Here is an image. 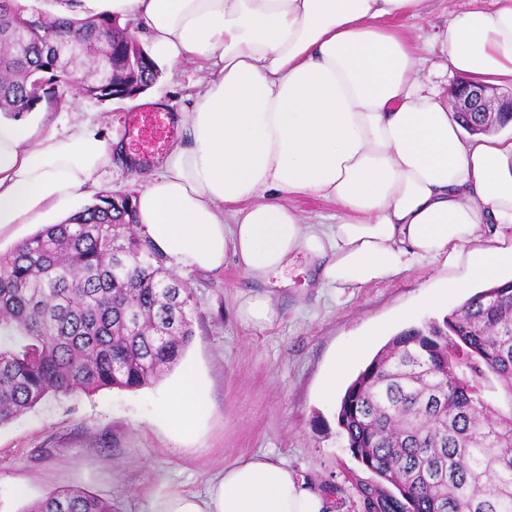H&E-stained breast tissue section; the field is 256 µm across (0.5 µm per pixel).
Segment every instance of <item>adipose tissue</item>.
Segmentation results:
<instances>
[{
	"label": "adipose tissue",
	"mask_w": 512,
	"mask_h": 512,
	"mask_svg": "<svg viewBox=\"0 0 512 512\" xmlns=\"http://www.w3.org/2000/svg\"><path fill=\"white\" fill-rule=\"evenodd\" d=\"M431 0H78L129 21L170 63L211 78L178 118L184 138L135 197L139 228L177 270L234 259L255 278L297 256L322 287L365 286L413 264H466L468 279L512 269V138L464 134L429 84L453 70L512 82V0L456 15L424 42L406 25ZM112 163L88 124L48 132L0 114V234L41 224ZM335 202L305 222L296 200ZM468 279L449 281L452 290ZM203 409L186 368L160 413L191 434ZM325 496L269 454L225 466L205 494L172 490L151 512H327Z\"/></svg>",
	"instance_id": "obj_1"
}]
</instances>
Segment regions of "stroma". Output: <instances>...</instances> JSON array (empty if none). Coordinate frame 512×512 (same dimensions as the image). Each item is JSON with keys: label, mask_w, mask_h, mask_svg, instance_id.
Masks as SVG:
<instances>
[{"label": "stroma", "mask_w": 512, "mask_h": 512, "mask_svg": "<svg viewBox=\"0 0 512 512\" xmlns=\"http://www.w3.org/2000/svg\"><path fill=\"white\" fill-rule=\"evenodd\" d=\"M494 0H434L428 18L412 29L422 39L447 20ZM161 74L141 100L105 103L73 95L61 108L42 112L34 123L46 131L73 121L90 125L104 140H118L122 158L94 176L77 196L79 210L103 191L136 195L169 147L180 138L171 129L150 155H138L126 119L151 110L159 99L166 113L189 111L209 78L204 61L161 64ZM465 267L422 263L401 274L335 294L318 287L313 266L297 257L282 277L260 280L234 261L214 271H184L194 293L195 334L180 360L202 379L208 409L197 434L178 441L159 414L175 372L136 391L51 397L0 426V512H27L48 491L78 489L109 502L114 512H150L154 496L173 489L200 493L209 480L240 457L265 452L284 460L315 489H330L331 512H357L351 475L362 467L338 423V404L319 397L334 358L364 337L379 350L398 331L442 319L482 288L470 283L448 291ZM268 295L277 311L273 325L244 324L236 309L244 299ZM27 483L29 493L14 488Z\"/></svg>", "instance_id": "obj_1"}]
</instances>
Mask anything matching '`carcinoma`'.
I'll use <instances>...</instances> for the list:
<instances>
[{
    "label": "carcinoma",
    "instance_id": "cac0c4a2",
    "mask_svg": "<svg viewBox=\"0 0 512 512\" xmlns=\"http://www.w3.org/2000/svg\"><path fill=\"white\" fill-rule=\"evenodd\" d=\"M63 40L94 70L108 58L107 79L79 86L87 98L131 99L160 76L110 14L0 0V112L19 119L66 100L71 62L52 50ZM455 118L469 134L488 121ZM136 226L133 197L106 192L0 254V425L51 395L149 386L177 363L194 336V294ZM337 418L372 474L351 482L360 512H512V280L398 332L348 385ZM29 512L112 508L57 490Z\"/></svg>",
    "mask_w": 512,
    "mask_h": 512
}]
</instances>
